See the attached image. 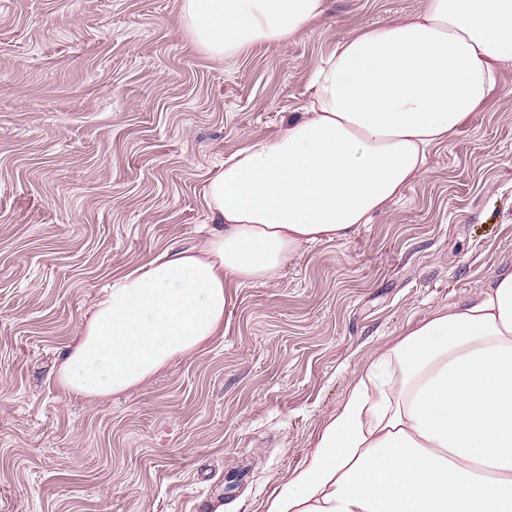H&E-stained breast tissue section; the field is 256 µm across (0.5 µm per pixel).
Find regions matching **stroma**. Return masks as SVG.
Returning a JSON list of instances; mask_svg holds the SVG:
<instances>
[{
    "label": "stroma",
    "mask_w": 512,
    "mask_h": 512,
    "mask_svg": "<svg viewBox=\"0 0 512 512\" xmlns=\"http://www.w3.org/2000/svg\"><path fill=\"white\" fill-rule=\"evenodd\" d=\"M215 59L181 0H0V512H263L367 357L512 267V63L401 200L235 289L224 333L109 401L55 366L115 275L201 244L209 174L302 117L353 31L424 0H326Z\"/></svg>",
    "instance_id": "stroma-1"
}]
</instances>
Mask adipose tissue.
<instances>
[{
  "label": "adipose tissue",
  "instance_id": "adipose-tissue-1",
  "mask_svg": "<svg viewBox=\"0 0 512 512\" xmlns=\"http://www.w3.org/2000/svg\"><path fill=\"white\" fill-rule=\"evenodd\" d=\"M324 7L182 0L181 13L195 44L226 58L302 35ZM503 63L512 0H426L345 36L312 75L303 116L210 174L203 243L164 249L103 289L58 383L107 401L203 350L231 288L347 239L427 174L430 148L476 111ZM265 512H512V268L371 354Z\"/></svg>",
  "mask_w": 512,
  "mask_h": 512
}]
</instances>
